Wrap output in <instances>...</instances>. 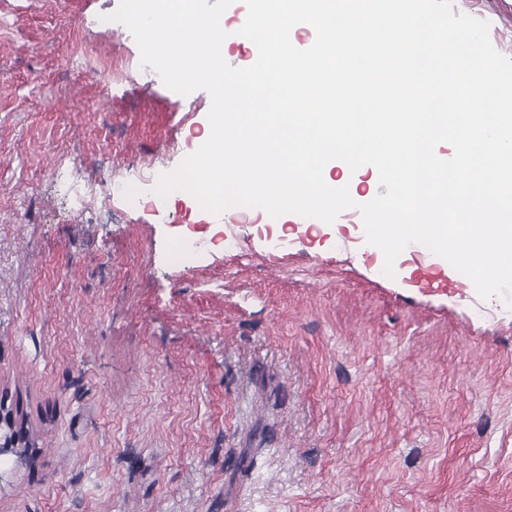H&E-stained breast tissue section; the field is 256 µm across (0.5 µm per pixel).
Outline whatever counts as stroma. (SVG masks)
Segmentation results:
<instances>
[{
	"label": "stroma",
	"mask_w": 512,
	"mask_h": 512,
	"mask_svg": "<svg viewBox=\"0 0 512 512\" xmlns=\"http://www.w3.org/2000/svg\"><path fill=\"white\" fill-rule=\"evenodd\" d=\"M119 3L0 0V398L33 441L0 512H512V307L385 275L357 216L152 207L210 96L142 69ZM453 11L512 57V0Z\"/></svg>",
	"instance_id": "1"
}]
</instances>
